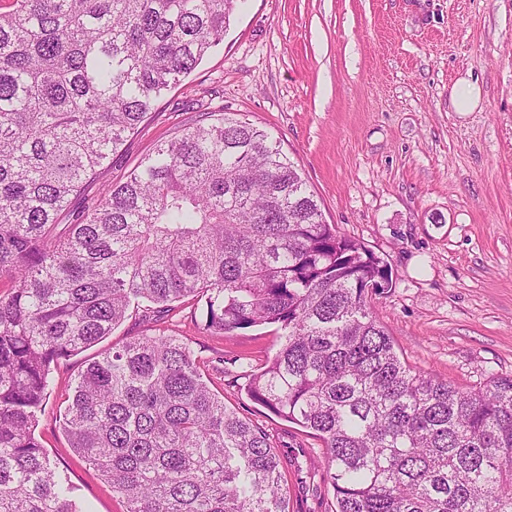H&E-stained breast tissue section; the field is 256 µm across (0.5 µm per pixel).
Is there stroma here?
Returning <instances> with one entry per match:
<instances>
[{
  "label": "stroma",
  "instance_id": "1",
  "mask_svg": "<svg viewBox=\"0 0 512 512\" xmlns=\"http://www.w3.org/2000/svg\"><path fill=\"white\" fill-rule=\"evenodd\" d=\"M461 78L481 89L474 111L451 105ZM214 112L280 141L326 222L384 260L392 286L371 306L402 361L462 389L512 375V0H248L223 42L73 197L71 218L158 142ZM195 307L130 316L54 370L36 435L82 512L125 503L68 452L59 411L88 359L158 327L186 337L213 389L275 449L309 453L324 470L318 439L244 391L277 349L273 327L206 335Z\"/></svg>",
  "mask_w": 512,
  "mask_h": 512
}]
</instances>
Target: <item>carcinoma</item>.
<instances>
[{"instance_id":"obj_1","label":"carcinoma","mask_w":512,"mask_h":512,"mask_svg":"<svg viewBox=\"0 0 512 512\" xmlns=\"http://www.w3.org/2000/svg\"><path fill=\"white\" fill-rule=\"evenodd\" d=\"M245 2L0 10V512H81L35 436L55 367L189 297L211 336L275 327L244 390L323 442L336 512H512V376L462 390L401 361L369 298L386 264L324 221L265 131L227 112L190 128L61 223ZM60 426L126 512H288L269 435L169 331L89 361Z\"/></svg>"}]
</instances>
